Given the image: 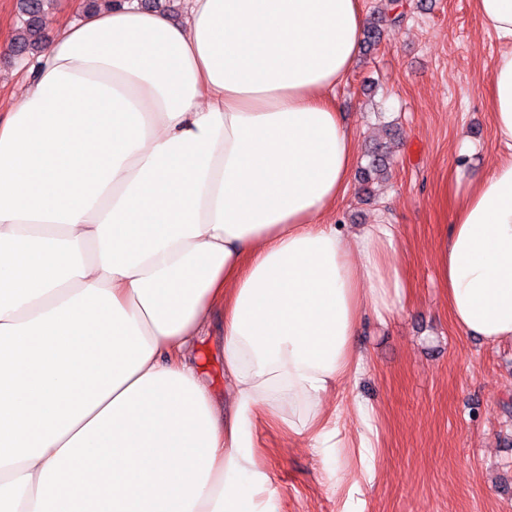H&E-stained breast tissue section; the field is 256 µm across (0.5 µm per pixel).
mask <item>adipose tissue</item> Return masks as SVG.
<instances>
[{
    "mask_svg": "<svg viewBox=\"0 0 512 512\" xmlns=\"http://www.w3.org/2000/svg\"><path fill=\"white\" fill-rule=\"evenodd\" d=\"M129 4L57 28L0 113V512H277L258 418L337 448L324 400L403 288L392 224L322 217L354 141L332 90L360 0ZM488 85L508 155L456 184L434 254L454 324L512 340V0ZM224 314L230 411L189 360Z\"/></svg>",
    "mask_w": 512,
    "mask_h": 512,
    "instance_id": "adipose-tissue-1",
    "label": "adipose tissue"
}]
</instances>
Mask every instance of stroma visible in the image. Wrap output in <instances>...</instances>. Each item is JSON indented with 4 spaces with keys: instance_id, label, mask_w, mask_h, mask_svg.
Here are the masks:
<instances>
[{
    "instance_id": "obj_1",
    "label": "stroma",
    "mask_w": 512,
    "mask_h": 512,
    "mask_svg": "<svg viewBox=\"0 0 512 512\" xmlns=\"http://www.w3.org/2000/svg\"><path fill=\"white\" fill-rule=\"evenodd\" d=\"M402 3V19L384 25L334 91L357 154L385 125L401 128L391 176L372 184L367 202L351 181L324 217L351 233L393 224L400 238L387 258L405 287L390 311L365 313L356 345L366 367L357 386L325 402L348 435L365 407L369 445L337 449L332 468L285 427L258 420L257 459L280 512H512V341L486 342L454 325L433 260L453 220L444 187L483 180L502 154L486 99L501 45L471 0ZM223 334L218 313L196 345L219 402Z\"/></svg>"
}]
</instances>
